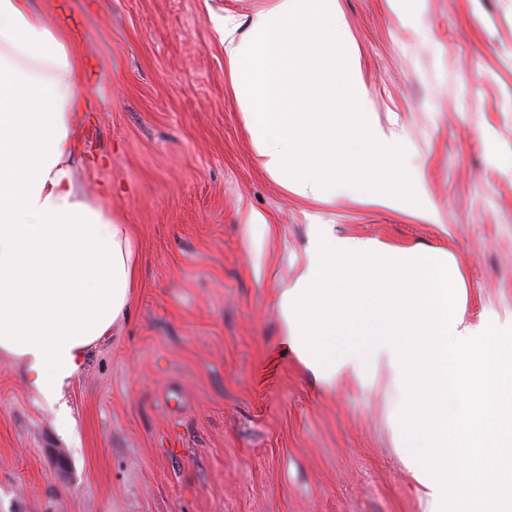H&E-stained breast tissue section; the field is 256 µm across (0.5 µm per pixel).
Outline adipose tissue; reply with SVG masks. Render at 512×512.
Returning a JSON list of instances; mask_svg holds the SVG:
<instances>
[{
    "mask_svg": "<svg viewBox=\"0 0 512 512\" xmlns=\"http://www.w3.org/2000/svg\"><path fill=\"white\" fill-rule=\"evenodd\" d=\"M336 2L271 0L242 35L212 13L254 155L303 198L355 191L431 216L401 136L366 107ZM85 74L69 31L30 0H0V356L50 403L128 317L140 264L131 225L75 184ZM461 299L446 252L315 224L280 295L283 343L326 386L349 376L399 391L392 428L425 512H512V312L473 324Z\"/></svg>",
    "mask_w": 512,
    "mask_h": 512,
    "instance_id": "obj_1",
    "label": "adipose tissue"
}]
</instances>
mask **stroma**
Masks as SVG:
<instances>
[{
    "instance_id": "1",
    "label": "stroma",
    "mask_w": 512,
    "mask_h": 512,
    "mask_svg": "<svg viewBox=\"0 0 512 512\" xmlns=\"http://www.w3.org/2000/svg\"><path fill=\"white\" fill-rule=\"evenodd\" d=\"M72 18L80 193L132 224L129 318L55 404L0 358V512H424L395 395L322 386L283 348L278 302L309 227L447 252L468 319L512 311V0H337L367 106L405 136L435 217L353 192L301 198L261 169L212 10L268 0H32ZM272 236L252 247L250 210Z\"/></svg>"
}]
</instances>
